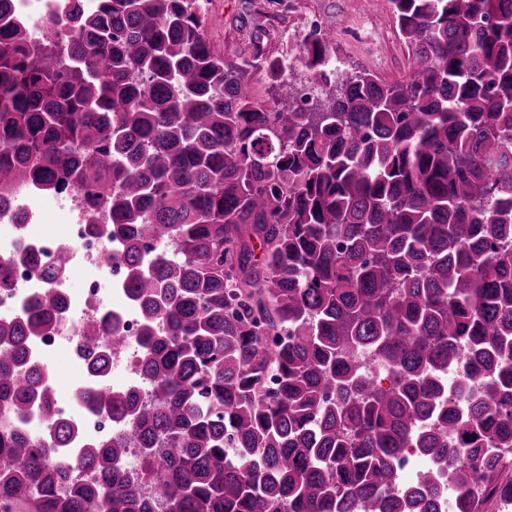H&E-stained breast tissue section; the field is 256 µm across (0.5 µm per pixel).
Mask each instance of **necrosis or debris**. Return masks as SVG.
<instances>
[{"mask_svg": "<svg viewBox=\"0 0 512 512\" xmlns=\"http://www.w3.org/2000/svg\"><path fill=\"white\" fill-rule=\"evenodd\" d=\"M39 199V193L31 186L0 185V258L30 249L41 264L37 270L20 265L14 267L10 287L0 289V317L25 314L44 294L58 296L63 305L61 327L53 335L36 337L32 349L43 363L63 348L78 360L83 355L81 327L111 313L114 283L121 269L109 259L111 244L91 232V222H104V213L88 217L81 193H53L48 198L50 210L67 221L66 230L61 235L46 231L38 212ZM63 252L69 254L71 266L83 269L81 286H74L67 273L52 281L44 278V270L53 268L57 256Z\"/></svg>", "mask_w": 512, "mask_h": 512, "instance_id": "necrosis-or-debris-1", "label": "necrosis or debris"}]
</instances>
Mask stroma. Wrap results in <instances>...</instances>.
Wrapping results in <instances>:
<instances>
[{
  "instance_id": "1",
  "label": "stroma",
  "mask_w": 512,
  "mask_h": 512,
  "mask_svg": "<svg viewBox=\"0 0 512 512\" xmlns=\"http://www.w3.org/2000/svg\"><path fill=\"white\" fill-rule=\"evenodd\" d=\"M201 17L225 61L276 58L289 63V79L301 85L311 83L300 59L313 20L329 35V51L346 72L394 81L410 70L388 0H207Z\"/></svg>"
}]
</instances>
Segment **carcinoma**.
Returning a JSON list of instances; mask_svg holds the SVG:
<instances>
[{"instance_id": "1", "label": "carcinoma", "mask_w": 512, "mask_h": 512, "mask_svg": "<svg viewBox=\"0 0 512 512\" xmlns=\"http://www.w3.org/2000/svg\"><path fill=\"white\" fill-rule=\"evenodd\" d=\"M388 2L412 71L348 73L319 31L302 62L329 91L286 112L249 78L292 97L282 62L224 63L200 0H96L37 44L0 28V184L104 209L91 229L122 245L142 381L104 382L119 317L85 323L101 382L78 397L121 429L83 439L27 356L56 331L53 296L0 320L1 504L436 512L446 484L455 512H486L512 495V0ZM16 264L37 262L0 259V285ZM35 405L42 435L18 422ZM407 448L427 462L412 487ZM251 87L256 100L263 107L274 112H286L288 110V99L281 96L274 82L264 72L252 71Z\"/></svg>"}]
</instances>
